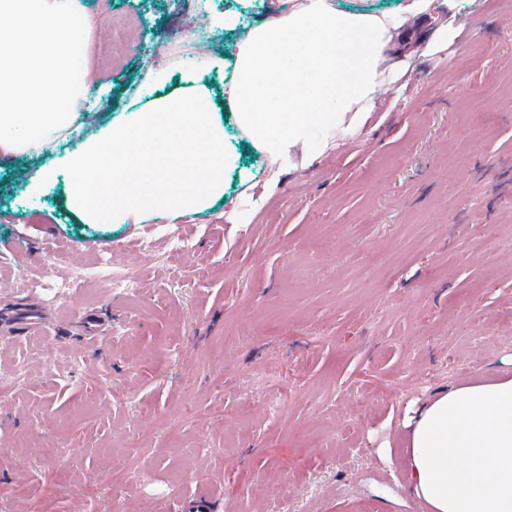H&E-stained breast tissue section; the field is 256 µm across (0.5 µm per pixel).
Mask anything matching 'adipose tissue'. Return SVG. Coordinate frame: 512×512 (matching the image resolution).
Segmentation results:
<instances>
[{"label":"adipose tissue","instance_id":"obj_1","mask_svg":"<svg viewBox=\"0 0 512 512\" xmlns=\"http://www.w3.org/2000/svg\"><path fill=\"white\" fill-rule=\"evenodd\" d=\"M432 4L343 12L335 0H290L286 14L239 44L224 98L270 154L328 143L346 132L348 116L372 110ZM91 27L82 0H0L1 154H39L72 133L94 94ZM167 78L152 70L141 104L58 155L31 179L30 196L69 174L67 205L86 224L173 221L222 198L224 125L210 91L191 76L179 92L155 95ZM402 426L405 486L425 512H512V373L441 390Z\"/></svg>","mask_w":512,"mask_h":512}]
</instances>
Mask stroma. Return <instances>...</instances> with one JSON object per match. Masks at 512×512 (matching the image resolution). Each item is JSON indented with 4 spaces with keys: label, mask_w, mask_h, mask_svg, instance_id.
Wrapping results in <instances>:
<instances>
[{
    "label": "stroma",
    "mask_w": 512,
    "mask_h": 512,
    "mask_svg": "<svg viewBox=\"0 0 512 512\" xmlns=\"http://www.w3.org/2000/svg\"><path fill=\"white\" fill-rule=\"evenodd\" d=\"M85 4L93 134L148 69L180 83L166 53L194 24L183 0ZM206 9L231 20L199 50L227 159L211 209L85 224L68 175L28 193L50 153L0 157V512H423L405 414L512 368V0H435L449 39L425 30L372 111L286 164L223 87L288 0ZM57 248L72 260L48 268ZM91 260L131 268L127 288L78 287Z\"/></svg>",
    "instance_id": "obj_1"
}]
</instances>
